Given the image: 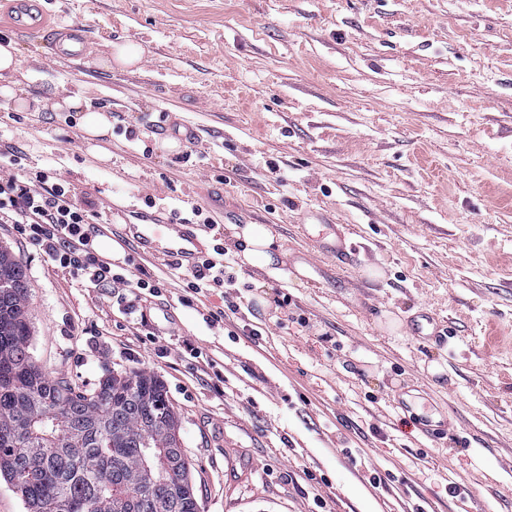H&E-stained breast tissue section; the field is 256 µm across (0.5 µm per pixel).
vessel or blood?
Masks as SVG:
<instances>
[{"label": "vessel or blood", "mask_w": 512, "mask_h": 512, "mask_svg": "<svg viewBox=\"0 0 512 512\" xmlns=\"http://www.w3.org/2000/svg\"><path fill=\"white\" fill-rule=\"evenodd\" d=\"M15 9L17 29L28 34L44 30V14L31 12L26 0H17ZM51 39L56 56L70 60L84 58L85 37L81 29L62 23L54 27ZM112 221L121 225L123 235L133 242L141 256L163 260L186 273L196 270L207 251L204 238L194 224H180L153 212L134 209L114 210ZM325 227L328 237L322 241V248L339 262L350 261L355 248L344 231L330 221Z\"/></svg>", "instance_id": "1"}]
</instances>
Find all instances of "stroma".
Instances as JSON below:
<instances>
[{"label":"stroma","mask_w":512,"mask_h":512,"mask_svg":"<svg viewBox=\"0 0 512 512\" xmlns=\"http://www.w3.org/2000/svg\"><path fill=\"white\" fill-rule=\"evenodd\" d=\"M28 2L81 26L88 59L55 57L0 0L29 103L0 97V150L53 166L103 222L200 212L234 257L197 293L136 258L161 292L121 303L0 224L36 362L87 391L158 376L201 512H512V0ZM125 43L141 63L108 67ZM74 94L110 135L52 110ZM321 213L354 263L317 249ZM246 223L280 243L274 266L236 260ZM423 312L445 341L414 338ZM428 417L448 433L424 436Z\"/></svg>","instance_id":"obj_1"}]
</instances>
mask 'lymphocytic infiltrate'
<instances>
[{
  "label": "lymphocytic infiltrate",
  "mask_w": 512,
  "mask_h": 512,
  "mask_svg": "<svg viewBox=\"0 0 512 512\" xmlns=\"http://www.w3.org/2000/svg\"><path fill=\"white\" fill-rule=\"evenodd\" d=\"M19 162L14 154L0 163L1 224L18 225L29 243L54 265L91 285L106 281L116 288L134 287L158 294L153 280L133 279L115 271L112 263L91 247L87 226L96 216L91 202L78 199L74 187L55 170H41L29 178L15 173Z\"/></svg>",
  "instance_id": "f902f5d3"
}]
</instances>
